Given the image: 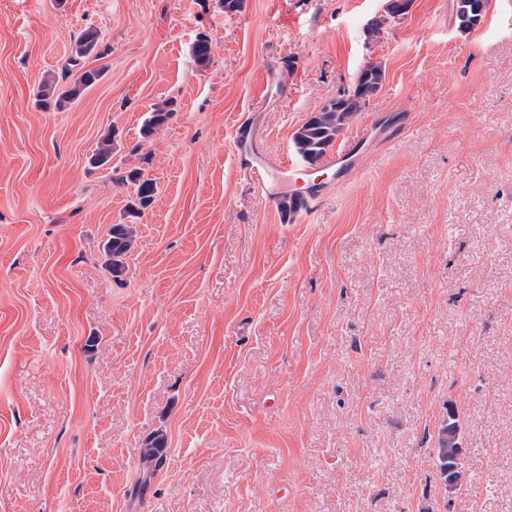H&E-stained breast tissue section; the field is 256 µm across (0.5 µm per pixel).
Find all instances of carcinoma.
Wrapping results in <instances>:
<instances>
[{
  "mask_svg": "<svg viewBox=\"0 0 512 512\" xmlns=\"http://www.w3.org/2000/svg\"><path fill=\"white\" fill-rule=\"evenodd\" d=\"M99 42L98 32L85 30L75 45L77 59L73 60L78 70L73 74L69 85L61 87L53 77H47L35 93L38 107H53L62 110L77 102L102 74L100 69L86 70L79 66L78 59L95 50ZM384 78L379 65H369L361 73L355 85L336 99L323 105L313 113L293 134L294 146L298 154L312 164L320 159L326 149L336 140L346 125L355 117L366 103V99L378 91ZM173 103L165 102L150 112L145 120L143 136L148 137L163 126L174 114ZM114 137L107 134L100 139L97 148L89 159L96 168L108 165L112 160ZM123 181L135 185L138 205L145 209L151 205L158 193L157 183L141 169L128 172ZM108 239L103 247L105 265L112 277H121L128 268V257L135 241V226L130 224H113L107 233ZM458 421L455 415L448 418L438 431V466L439 473L445 481L456 482L461 472L458 467ZM165 439L156 435L149 439L141 452L142 478L149 479L164 463Z\"/></svg>",
  "mask_w": 512,
  "mask_h": 512,
  "instance_id": "carcinoma-1",
  "label": "carcinoma"
}]
</instances>
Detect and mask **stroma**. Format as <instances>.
<instances>
[{"mask_svg":"<svg viewBox=\"0 0 512 512\" xmlns=\"http://www.w3.org/2000/svg\"><path fill=\"white\" fill-rule=\"evenodd\" d=\"M385 6L0 0V512H512V0L469 29L456 0ZM88 28L104 55L80 65L101 80L38 108ZM370 64L382 85L329 151L400 137L308 206L266 203L238 124L295 156ZM134 168L159 187L137 216ZM130 223L116 280L102 246ZM173 105L174 102H165L161 106H157L152 112H149L145 120L143 136H150L173 116L175 112V109L171 108ZM458 421L455 415L448 414V418L438 431V466L439 473L446 482H457L461 472L458 467ZM164 448L165 439L162 435H156L145 443L141 452V472L144 481L150 479V477L163 465L165 458Z\"/></svg>","mask_w":512,"mask_h":512,"instance_id":"stroma-1","label":"stroma"}]
</instances>
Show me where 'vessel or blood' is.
<instances>
[{"label":"vessel or blood","mask_w":512,"mask_h":512,"mask_svg":"<svg viewBox=\"0 0 512 512\" xmlns=\"http://www.w3.org/2000/svg\"><path fill=\"white\" fill-rule=\"evenodd\" d=\"M236 163L239 170L249 179L257 194L265 201L274 203L287 193L289 187H296L297 196L303 200L319 198L323 192L322 183L312 178L299 162L289 159L273 161L261 157L255 149L251 125L241 123L235 131ZM363 141H356L346 150L331 158L330 167L337 170V181H345L349 174L358 170L359 155Z\"/></svg>","instance_id":"1"}]
</instances>
